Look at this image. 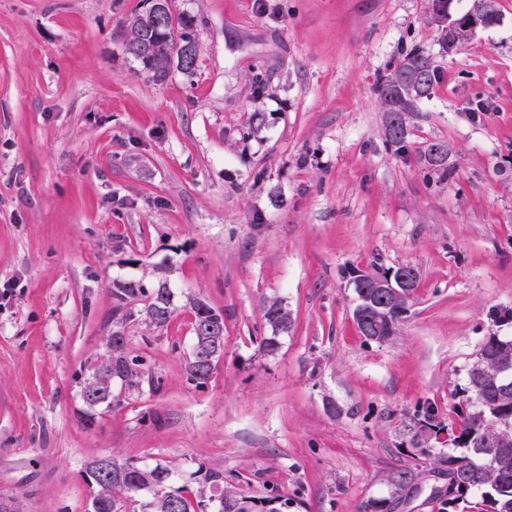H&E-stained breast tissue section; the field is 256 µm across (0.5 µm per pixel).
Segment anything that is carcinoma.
<instances>
[{"instance_id": "obj_1", "label": "carcinoma", "mask_w": 512, "mask_h": 512, "mask_svg": "<svg viewBox=\"0 0 512 512\" xmlns=\"http://www.w3.org/2000/svg\"><path fill=\"white\" fill-rule=\"evenodd\" d=\"M452 0H430L429 11L435 13V23L443 33L445 50L458 46L457 35L470 22V12L451 18ZM154 52L149 55L135 54L151 78L164 79L172 65L185 72L193 70L195 63L187 65L175 60V25L172 13H166L165 21L148 32ZM438 79V65L427 52L414 48L406 53L394 70L381 77L376 92L385 111L400 116L411 112L417 100L430 96ZM352 283L358 298L356 311L371 317H379L385 326L378 340L383 341L394 332L407 300L403 299L389 310H379L362 300L360 276ZM112 322L116 330L106 342L107 354L94 368V373L84 382L81 391L86 405L112 406V382L119 380L130 387L139 386L141 360L129 355L123 325L133 316L128 305L144 302L145 320L161 327L172 316L171 292L162 283L151 290L134 282H115L112 288ZM192 327L194 344L187 370L191 379L202 385L208 381L216 362L224 352V314L204 301L192 302ZM264 319L273 332H286L292 320L287 310L274 301L264 310ZM471 397L467 398L472 411L461 413L460 422L450 435V444L461 449L460 454L450 456L442 463L448 465V481L458 493H481L490 503L493 512H512V442L504 448L483 447L504 436L512 437V340L490 336L479 353L477 364L469 373ZM507 459L508 465L497 466V457ZM91 512H133L142 491H153L149 512H196L193 501L181 491L166 488L169 469L156 467L144 469L131 461L120 462L104 456L91 463L88 469ZM217 512H253L250 500L233 491L220 496Z\"/></svg>"}]
</instances>
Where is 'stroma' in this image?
Listing matches in <instances>:
<instances>
[{
	"instance_id": "35a3bbf8",
	"label": "stroma",
	"mask_w": 512,
	"mask_h": 512,
	"mask_svg": "<svg viewBox=\"0 0 512 512\" xmlns=\"http://www.w3.org/2000/svg\"><path fill=\"white\" fill-rule=\"evenodd\" d=\"M428 3L170 0L197 61L156 81L125 49L144 0H0V512H87L101 456L168 468L196 512L225 490L366 512L402 472L395 512H490L440 460L482 345L512 339L490 316L512 308V0L449 53ZM416 47L440 80L394 144L375 87ZM403 264L394 335L364 338L353 273ZM116 281L167 283L174 313L126 322L141 383L91 410ZM197 298L224 313L202 385ZM264 319L275 334L278 332H288L292 324L290 314L277 301L265 307Z\"/></svg>"
}]
</instances>
